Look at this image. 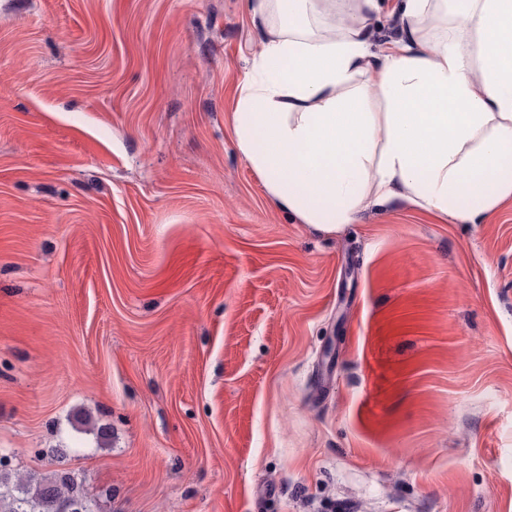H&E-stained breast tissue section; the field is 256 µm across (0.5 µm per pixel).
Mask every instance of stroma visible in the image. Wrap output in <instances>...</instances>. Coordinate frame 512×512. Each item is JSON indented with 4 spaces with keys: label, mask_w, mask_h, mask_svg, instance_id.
Instances as JSON below:
<instances>
[{
    "label": "stroma",
    "mask_w": 512,
    "mask_h": 512,
    "mask_svg": "<svg viewBox=\"0 0 512 512\" xmlns=\"http://www.w3.org/2000/svg\"><path fill=\"white\" fill-rule=\"evenodd\" d=\"M253 6L0 0V454L98 512H512V198L278 206Z\"/></svg>",
    "instance_id": "stroma-1"
}]
</instances>
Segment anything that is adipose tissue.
Wrapping results in <instances>:
<instances>
[{
	"mask_svg": "<svg viewBox=\"0 0 512 512\" xmlns=\"http://www.w3.org/2000/svg\"><path fill=\"white\" fill-rule=\"evenodd\" d=\"M258 0L270 25L237 84L236 145L269 196L333 231L397 198L482 223L512 197V0ZM380 14L372 23V40L376 50L398 38L401 27L400 0H384Z\"/></svg>",
	"mask_w": 512,
	"mask_h": 512,
	"instance_id": "adipose-tissue-1",
	"label": "adipose tissue"
}]
</instances>
